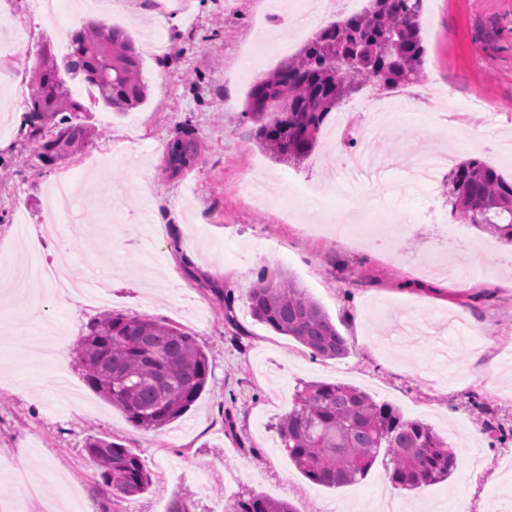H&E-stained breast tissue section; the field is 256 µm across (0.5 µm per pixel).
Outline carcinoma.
Segmentation results:
<instances>
[{
    "instance_id": "obj_1",
    "label": "carcinoma",
    "mask_w": 512,
    "mask_h": 512,
    "mask_svg": "<svg viewBox=\"0 0 512 512\" xmlns=\"http://www.w3.org/2000/svg\"><path fill=\"white\" fill-rule=\"evenodd\" d=\"M421 6L422 0H369L363 12L325 26L255 83L246 106L260 146L280 160L301 162L313 153L324 119L349 97L350 86L371 79L394 89L417 81L424 55ZM140 71L133 37L117 26L105 30L94 23L76 31L60 63L43 48L33 67L27 138L50 161L73 153L88 135L73 118L89 108L72 97L64 76L82 77L96 92L93 103L123 114L146 100ZM282 103L288 111H276ZM197 160L196 143L178 139L169 146L166 169L175 175ZM448 186L454 213L512 242V183L473 159L454 168ZM247 300L254 319L314 355L347 354V340L293 278L263 274ZM77 355L87 385L145 430L180 418L209 378L208 355L192 336L140 315L110 314L94 321ZM278 433L296 468L332 488L364 479L381 455L390 482L408 488L448 478L457 462L454 450L429 425L407 420L395 408L339 383L311 382L296 390ZM85 451L114 493L132 496L150 486L144 463L126 446L91 436ZM231 512L297 510L253 494L235 502Z\"/></svg>"
}]
</instances>
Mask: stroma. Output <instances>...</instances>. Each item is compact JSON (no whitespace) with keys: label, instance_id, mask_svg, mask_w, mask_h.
I'll use <instances>...</instances> for the list:
<instances>
[{"label":"stroma","instance_id":"obj_1","mask_svg":"<svg viewBox=\"0 0 512 512\" xmlns=\"http://www.w3.org/2000/svg\"><path fill=\"white\" fill-rule=\"evenodd\" d=\"M301 0H178L179 22L157 23L165 0H112L104 15L127 29L141 54L148 98L119 115L91 107L93 133L80 151L49 161L26 140L18 110L29 107L31 69L42 46L56 57L69 35L101 16L91 0H61L48 20L26 0H0V350L10 375L0 376V496L11 462L23 461L40 484L17 512H168L177 496L191 512H211L254 491L297 512H375L396 501L399 512H512V243L454 216L447 183L435 191L410 185L403 170L352 196L334 195L338 146L320 132L306 160L280 161L262 150L245 115L251 80L238 75L249 52L271 72L303 39L294 37ZM28 46L11 52L16 28ZM422 80L453 85L459 96L489 101L490 111L448 112L420 104L415 119L396 125L376 151H401L407 166L455 145L457 161L476 158L512 181V157L485 152L480 142L512 140V0H423ZM179 137L194 139L199 159L170 175L164 157ZM274 198L246 194L253 174ZM70 181L77 216L51 217L48 189ZM299 179L320 189L329 209L361 213L379 230L355 243L327 234L305 236L315 213L281 208ZM160 208L166 221L144 224ZM28 216L12 224L16 209ZM43 258L66 256L76 278L122 273L109 302L44 292V325L67 352V377L83 404L59 406L49 379L53 362L34 363L25 307L5 288L28 262L25 240ZM293 277L347 339L340 359L312 357L293 338L254 320L247 293L261 271ZM107 312L144 315L173 324L207 352L211 378L178 420L157 431L134 426L93 392L74 351L89 324ZM495 365L493 387L479 373ZM322 381L354 386L408 420L430 425L457 454L449 478L410 489L394 487L384 460L366 478L330 489L309 481L289 459L275 429L297 387ZM112 439L140 455L152 483L141 495L111 496L86 457L88 435Z\"/></svg>","mask_w":512,"mask_h":512}]
</instances>
